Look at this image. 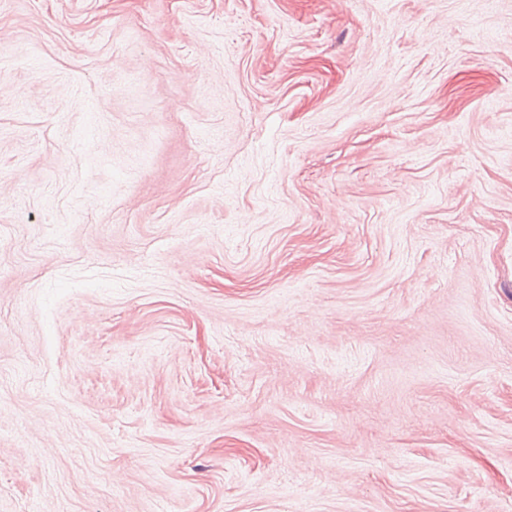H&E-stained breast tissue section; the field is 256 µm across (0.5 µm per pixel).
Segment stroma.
<instances>
[{"instance_id":"obj_1","label":"stroma","mask_w":512,"mask_h":512,"mask_svg":"<svg viewBox=\"0 0 512 512\" xmlns=\"http://www.w3.org/2000/svg\"><path fill=\"white\" fill-rule=\"evenodd\" d=\"M0 512H512V0H0Z\"/></svg>"}]
</instances>
